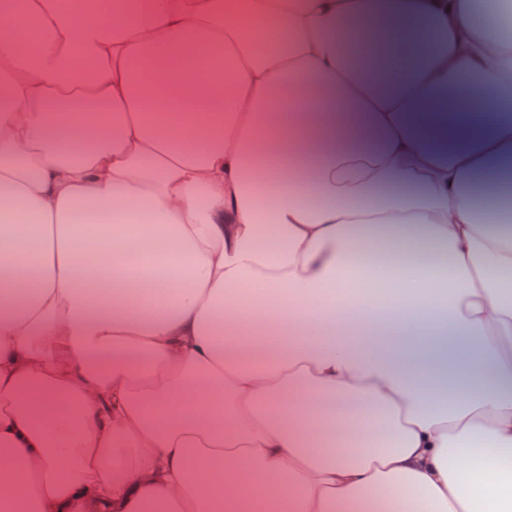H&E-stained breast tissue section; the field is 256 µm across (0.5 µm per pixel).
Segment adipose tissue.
Masks as SVG:
<instances>
[{"instance_id":"ef3b65f1","label":"adipose tissue","mask_w":512,"mask_h":512,"mask_svg":"<svg viewBox=\"0 0 512 512\" xmlns=\"http://www.w3.org/2000/svg\"><path fill=\"white\" fill-rule=\"evenodd\" d=\"M0 71V512H512V116L444 94L512 0H0Z\"/></svg>"}]
</instances>
